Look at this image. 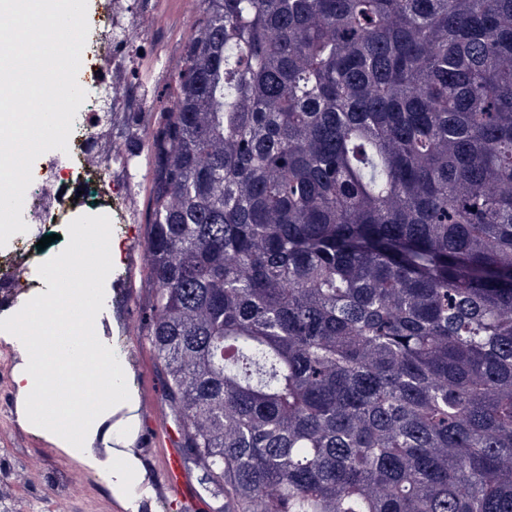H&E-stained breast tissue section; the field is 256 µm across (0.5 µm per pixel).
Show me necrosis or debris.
<instances>
[{
	"label": "necrosis or debris",
	"instance_id": "1",
	"mask_svg": "<svg viewBox=\"0 0 512 512\" xmlns=\"http://www.w3.org/2000/svg\"><path fill=\"white\" fill-rule=\"evenodd\" d=\"M125 0H112L108 24H91L82 53L81 78L95 94L96 107L78 114L67 153L46 158L34 164L33 180L26 194L31 199L33 219L38 224H53L73 245L71 263L77 267L91 265L92 259L83 249L87 233H94L102 242L112 240L113 223L125 222L128 197L116 183L111 155L104 147V137L113 125L117 112H143L148 103L138 89L127 82L125 62L115 54L118 46L148 50L155 47L161 26L159 0H140L135 11H128ZM93 190L101 223L88 225L77 220L85 203L79 200L82 190ZM29 234L13 235L0 248V306L12 307L19 297L37 290L31 277L32 250Z\"/></svg>",
	"mask_w": 512,
	"mask_h": 512
}]
</instances>
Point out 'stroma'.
<instances>
[{
  "instance_id": "1",
  "label": "stroma",
  "mask_w": 512,
  "mask_h": 512,
  "mask_svg": "<svg viewBox=\"0 0 512 512\" xmlns=\"http://www.w3.org/2000/svg\"><path fill=\"white\" fill-rule=\"evenodd\" d=\"M164 15L166 35L157 47L162 60L152 63L148 74L150 89L158 92L179 69L195 30L194 23L179 20L171 2ZM130 174L137 185L118 240L120 257L109 264L95 322L100 331L98 349L110 350L123 361V382L136 404L137 427L110 435L107 443H96L93 452L107 459L113 449L133 448L152 488L141 512H182L162 475V451L152 444L158 430L174 423L146 325L155 296L145 251L150 233L146 216L152 197V165L141 162ZM23 356L20 338L0 335V469L8 473L0 488L19 501L24 512H49L50 501L64 490L71 476L80 475L86 480V492L72 503L71 512H123L112 497L111 471L91 468L68 456L43 431L21 422L13 375Z\"/></svg>"
}]
</instances>
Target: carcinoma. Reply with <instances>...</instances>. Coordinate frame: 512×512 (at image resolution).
I'll use <instances>...</instances> for the list:
<instances>
[{"instance_id": "obj_1", "label": "carcinoma", "mask_w": 512, "mask_h": 512, "mask_svg": "<svg viewBox=\"0 0 512 512\" xmlns=\"http://www.w3.org/2000/svg\"><path fill=\"white\" fill-rule=\"evenodd\" d=\"M148 316L217 512H512V0H204Z\"/></svg>"}]
</instances>
